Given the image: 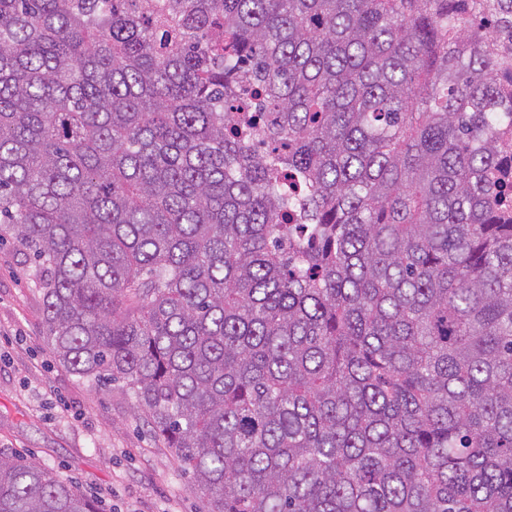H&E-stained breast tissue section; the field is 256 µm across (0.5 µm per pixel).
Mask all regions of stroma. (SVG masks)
Returning <instances> with one entry per match:
<instances>
[{
  "instance_id": "1",
  "label": "stroma",
  "mask_w": 512,
  "mask_h": 512,
  "mask_svg": "<svg viewBox=\"0 0 512 512\" xmlns=\"http://www.w3.org/2000/svg\"><path fill=\"white\" fill-rule=\"evenodd\" d=\"M0 453L35 461L102 512L202 509L123 385H97L55 359L34 266L9 238L0 241Z\"/></svg>"
}]
</instances>
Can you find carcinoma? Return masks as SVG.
I'll use <instances>...</instances> for the list:
<instances>
[{"mask_svg": "<svg viewBox=\"0 0 512 512\" xmlns=\"http://www.w3.org/2000/svg\"><path fill=\"white\" fill-rule=\"evenodd\" d=\"M512 0H0V234L203 512H512ZM0 512H100L0 454Z\"/></svg>", "mask_w": 512, "mask_h": 512, "instance_id": "cac0c4a2", "label": "carcinoma"}]
</instances>
